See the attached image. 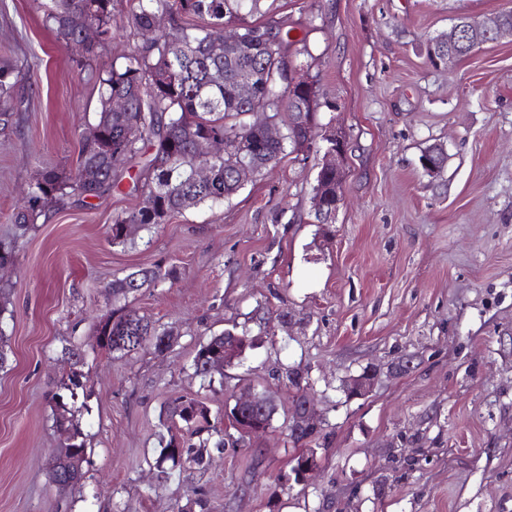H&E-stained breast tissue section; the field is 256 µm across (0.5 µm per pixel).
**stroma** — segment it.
<instances>
[{"instance_id": "obj_1", "label": "stroma", "mask_w": 512, "mask_h": 512, "mask_svg": "<svg viewBox=\"0 0 512 512\" xmlns=\"http://www.w3.org/2000/svg\"><path fill=\"white\" fill-rule=\"evenodd\" d=\"M512 0H264L310 26L322 54L311 74L348 139L345 203L309 221L321 163L285 156L229 201L175 214L112 242V218L140 198L119 191L49 205L38 224L10 216L38 169L71 170L98 94L35 0H0V62L16 65L26 105L0 122V512H512V39L443 69L423 43L461 13L481 19ZM442 145L436 177L419 158ZM176 277L130 301L171 335L161 352L96 347L112 311L103 287L143 267ZM253 346L228 385L196 376L199 344L232 324ZM81 352L87 386L73 411L88 481L52 485L63 443L53 393ZM411 356L409 372L390 366ZM309 371L321 424L286 431L287 369ZM377 372L347 398L342 379ZM269 391L278 411L248 447L208 449L204 466H154L167 410L193 394L214 415L240 387ZM318 470L282 490L294 456Z\"/></svg>"}]
</instances>
